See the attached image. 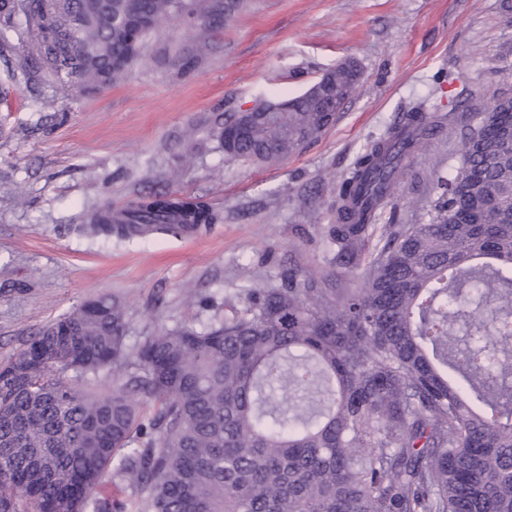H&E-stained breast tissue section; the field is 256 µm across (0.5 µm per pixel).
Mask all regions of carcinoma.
Listing matches in <instances>:
<instances>
[{"mask_svg":"<svg viewBox=\"0 0 512 512\" xmlns=\"http://www.w3.org/2000/svg\"><path fill=\"white\" fill-rule=\"evenodd\" d=\"M122 0H0V49L31 41L64 86L107 82L136 60L150 28L113 24ZM72 26L41 52L50 10ZM152 20L192 15L194 0H143ZM25 26L14 22L18 13ZM353 62L327 73L336 111L312 96L279 101L239 133L227 112L216 136L250 164L294 154L336 120L357 83ZM419 102L367 143L336 194L328 229L336 259L364 251L398 165L432 135ZM512 97L471 130L451 183L420 224H390L359 288H325L290 272L254 288L205 330L181 326L125 343L123 305L107 294L43 328L0 366V512H512V328L480 316L486 291L512 300ZM209 208L163 193L129 202L88 229L107 238L196 235ZM67 349L24 368L34 350ZM104 388L78 389L68 372Z\"/></svg>","mask_w":512,"mask_h":512,"instance_id":"1","label":"carcinoma"}]
</instances>
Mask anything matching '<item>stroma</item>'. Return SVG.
Instances as JSON below:
<instances>
[{
  "mask_svg": "<svg viewBox=\"0 0 512 512\" xmlns=\"http://www.w3.org/2000/svg\"><path fill=\"white\" fill-rule=\"evenodd\" d=\"M507 0H214L164 20L121 79L62 90L26 40L0 51V365L45 325L105 293L126 345L164 328L222 322L252 288L298 271L357 288L327 241L338 185L366 142L428 101L443 115L406 158L381 224L420 223L452 179L481 113L512 96ZM364 78L336 121L288 158L227 159L216 117L305 92L341 61ZM170 193L221 220L202 235L107 239L85 214Z\"/></svg>",
  "mask_w": 512,
  "mask_h": 512,
  "instance_id": "1",
  "label": "stroma"
}]
</instances>
